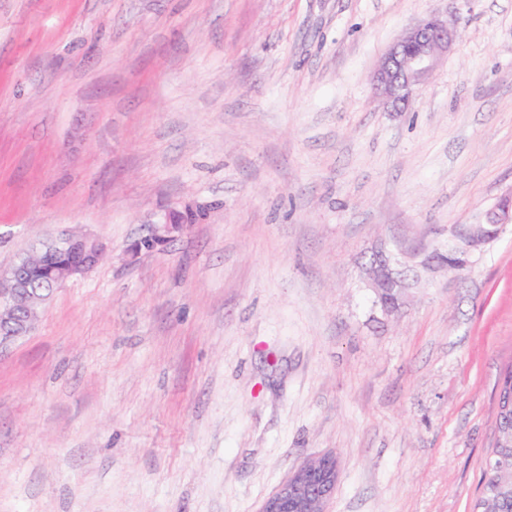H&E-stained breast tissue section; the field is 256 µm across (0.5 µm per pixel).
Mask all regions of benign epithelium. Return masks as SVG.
<instances>
[{
    "label": "benign epithelium",
    "mask_w": 512,
    "mask_h": 512,
    "mask_svg": "<svg viewBox=\"0 0 512 512\" xmlns=\"http://www.w3.org/2000/svg\"><path fill=\"white\" fill-rule=\"evenodd\" d=\"M454 36L450 25L427 17L406 29L382 58L373 76L377 93L394 110L406 104L415 86L431 72L438 54L448 48ZM207 216L204 208L191 203L167 209L146 243L135 244V252L153 251L169 241V235L185 224H197ZM512 223V193L504 195L491 210L485 224H477L458 247V259L451 268L466 267L468 252L494 238L501 226ZM102 249L86 236L65 235L51 239L23 255L21 269L0 272V353L20 338L29 335L37 323L38 307L49 296L28 287L22 275L37 263L47 269L58 286L97 265ZM372 288L384 313L397 311L404 303V291L410 286L408 271L399 270L383 249L373 252L367 269ZM340 471L331 452L306 459L291 472L258 512H329Z\"/></svg>",
    "instance_id": "7a95c632"
}]
</instances>
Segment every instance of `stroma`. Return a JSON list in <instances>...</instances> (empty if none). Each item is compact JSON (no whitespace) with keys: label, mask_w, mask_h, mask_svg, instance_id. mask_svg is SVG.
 Segmentation results:
<instances>
[{"label":"stroma","mask_w":512,"mask_h":512,"mask_svg":"<svg viewBox=\"0 0 512 512\" xmlns=\"http://www.w3.org/2000/svg\"><path fill=\"white\" fill-rule=\"evenodd\" d=\"M458 31L404 111L373 73ZM512 0H0V269L100 262L0 357V512H472L512 361ZM208 218L132 254L166 208ZM385 245L416 279L385 315ZM512 223V193L504 195L495 207L491 210L489 220L486 224H476L473 229L465 236L462 245L457 248V261L450 262L448 256L443 254L440 258L448 260V267L463 269L467 261L465 256L468 252L492 238L498 233L501 226ZM339 477L333 452L308 458L262 502L258 512H330Z\"/></svg>","instance_id":"obj_1"}]
</instances>
